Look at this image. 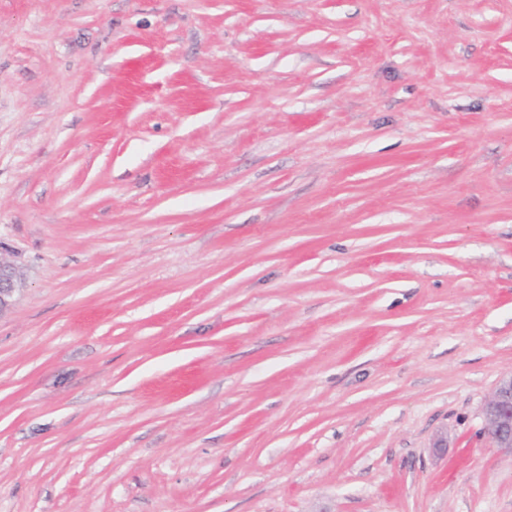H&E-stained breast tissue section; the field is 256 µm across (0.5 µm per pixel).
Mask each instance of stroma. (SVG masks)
<instances>
[{"mask_svg": "<svg viewBox=\"0 0 512 512\" xmlns=\"http://www.w3.org/2000/svg\"><path fill=\"white\" fill-rule=\"evenodd\" d=\"M0 251V512H512V0H0ZM25 288V281L18 267L0 258V315L9 311L15 304L16 295ZM484 432L495 447L512 455V372L502 375L482 407Z\"/></svg>", "mask_w": 512, "mask_h": 512, "instance_id": "1", "label": "stroma"}]
</instances>
